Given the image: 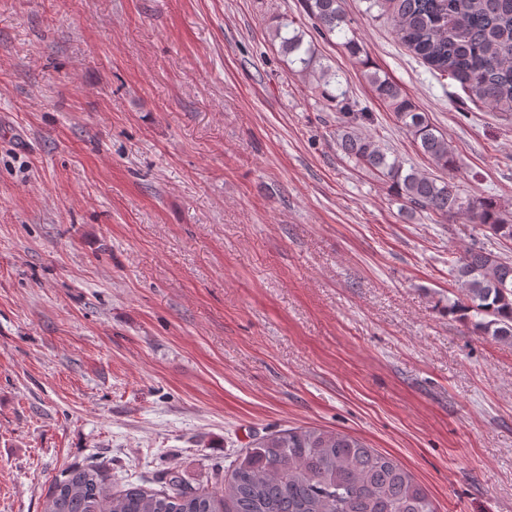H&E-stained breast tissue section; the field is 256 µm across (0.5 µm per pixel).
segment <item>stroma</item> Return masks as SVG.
Here are the masks:
<instances>
[{
  "label": "stroma",
  "mask_w": 512,
  "mask_h": 512,
  "mask_svg": "<svg viewBox=\"0 0 512 512\" xmlns=\"http://www.w3.org/2000/svg\"><path fill=\"white\" fill-rule=\"evenodd\" d=\"M342 7L463 195L512 210V114ZM284 17L373 112L365 134L432 172L300 0H0V512H41L74 464L207 490L298 426L392 454L437 512H512V344L447 311L455 256L512 241L402 215L289 70Z\"/></svg>",
  "instance_id": "stroma-1"
}]
</instances>
